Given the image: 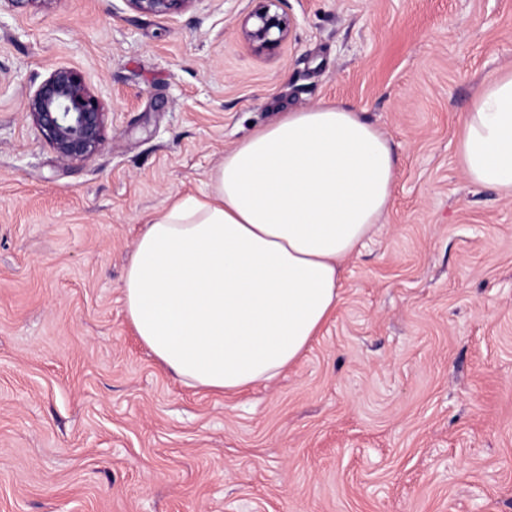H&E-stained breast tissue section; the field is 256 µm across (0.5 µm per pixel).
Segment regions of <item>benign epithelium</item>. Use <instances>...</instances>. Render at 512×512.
<instances>
[{"label": "benign epithelium", "instance_id": "benign-epithelium-1", "mask_svg": "<svg viewBox=\"0 0 512 512\" xmlns=\"http://www.w3.org/2000/svg\"><path fill=\"white\" fill-rule=\"evenodd\" d=\"M136 12L166 15L184 10L192 0H126ZM251 12L242 34L252 50L264 54L279 47L287 38L290 19L280 11L281 0H261ZM24 110L41 139L67 163H83L104 146L107 108L91 92L83 76L75 70H53L28 95Z\"/></svg>", "mask_w": 512, "mask_h": 512}]
</instances>
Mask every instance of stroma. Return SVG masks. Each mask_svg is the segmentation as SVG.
Returning <instances> with one entry per match:
<instances>
[{"label": "stroma", "instance_id": "35a3bbf8", "mask_svg": "<svg viewBox=\"0 0 512 512\" xmlns=\"http://www.w3.org/2000/svg\"><path fill=\"white\" fill-rule=\"evenodd\" d=\"M256 6L0 0V512H512V199L457 151L512 66V0H282L270 54L241 34ZM58 67L108 110L81 164L23 110ZM322 101L394 144L383 226L297 363L186 386L122 310L140 222ZM136 12L151 15H166L184 10L192 0H126Z\"/></svg>", "mask_w": 512, "mask_h": 512}]
</instances>
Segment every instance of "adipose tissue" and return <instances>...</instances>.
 <instances>
[{"label":"adipose tissue","mask_w":512,"mask_h":512,"mask_svg":"<svg viewBox=\"0 0 512 512\" xmlns=\"http://www.w3.org/2000/svg\"><path fill=\"white\" fill-rule=\"evenodd\" d=\"M458 151L471 183L512 196V67L479 87ZM397 160L362 113L286 112L241 139L207 191L143 224L125 271L126 320L189 386L239 393L310 349L341 269L392 203Z\"/></svg>","instance_id":"1"}]
</instances>
